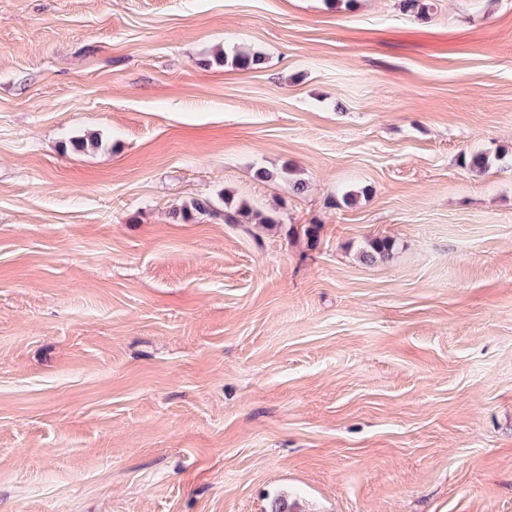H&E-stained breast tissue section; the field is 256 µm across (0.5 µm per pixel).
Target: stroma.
<instances>
[{
	"instance_id": "stroma-1",
	"label": "stroma",
	"mask_w": 512,
	"mask_h": 512,
	"mask_svg": "<svg viewBox=\"0 0 512 512\" xmlns=\"http://www.w3.org/2000/svg\"><path fill=\"white\" fill-rule=\"evenodd\" d=\"M421 3L0 0V512H512V0ZM252 216L258 217L260 224L274 225L280 223V220L274 214L254 211L246 203H241L234 212L224 210V221L228 224H239L241 219L248 222ZM394 248V241L390 238L376 237L368 240L360 250V260L365 263H373L388 258Z\"/></svg>"
}]
</instances>
